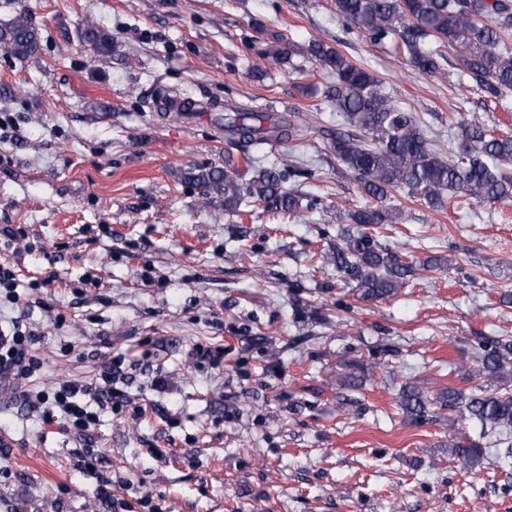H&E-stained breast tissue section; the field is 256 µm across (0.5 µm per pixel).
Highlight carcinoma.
<instances>
[{"mask_svg":"<svg viewBox=\"0 0 512 512\" xmlns=\"http://www.w3.org/2000/svg\"><path fill=\"white\" fill-rule=\"evenodd\" d=\"M336 11L370 42L392 37L409 63L422 73L437 74L446 55L424 48L436 41L455 54L464 72L482 93L489 107L512 91V0H336ZM81 38L100 55L112 53V36L89 24ZM0 46L26 59L40 51L41 36L29 19L20 15L0 26ZM330 74L325 102L344 114L349 130L336 132L331 150L370 199L362 209L338 212V219L357 226L325 253L336 270L356 282L363 301L389 299L413 279L449 266L450 259L428 257L419 263L385 247L370 230L395 224L399 214L386 207L394 192L442 209L446 197L458 196L495 203L512 199V136L497 135L487 126L464 118L456 150L445 156L426 137L425 124L416 113L395 105L380 91L382 81L370 70L349 59L341 50L312 39L300 51ZM281 39L266 43L263 56L273 63L292 62ZM279 129L272 116L249 109H234L224 116V133L230 147L240 154L241 165L252 176L217 168L190 169L184 179L201 190L204 202L224 197V210L237 213L242 203L263 205L267 211L298 214L299 198L284 187V174L259 164L253 150L271 143L270 129ZM512 339L494 341L480 363L468 371L469 391L448 388L429 399L412 382L398 394L397 406L408 417L419 418L429 406L453 410L464 420L474 419L482 428L512 429ZM453 459L472 470L487 464L479 441L467 436L448 440Z\"/></svg>","mask_w":512,"mask_h":512,"instance_id":"obj_1","label":"carcinoma"}]
</instances>
